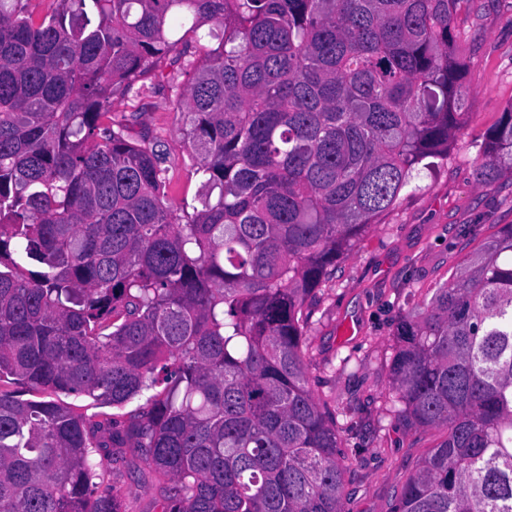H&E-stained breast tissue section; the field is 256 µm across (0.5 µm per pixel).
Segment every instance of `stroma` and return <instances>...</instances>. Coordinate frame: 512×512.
Wrapping results in <instances>:
<instances>
[{
	"label": "stroma",
	"instance_id": "stroma-1",
	"mask_svg": "<svg viewBox=\"0 0 512 512\" xmlns=\"http://www.w3.org/2000/svg\"><path fill=\"white\" fill-rule=\"evenodd\" d=\"M455 32L467 61L463 135L448 157L420 170L396 204L368 226L308 302L310 387L336 412L342 463L349 471L344 512H392L395 495L426 452L436 430L409 427L391 390L396 326L427 304L467 254L512 224V172L482 184L475 159L490 129L512 104V0H464ZM203 53L190 52L158 84L115 96L114 120L131 141L161 142L166 154L165 202L174 214L192 205L199 181L180 134L177 93ZM477 225L471 238L461 225ZM102 472L123 495L126 512H159L161 485L130 448L107 449Z\"/></svg>",
	"mask_w": 512,
	"mask_h": 512
}]
</instances>
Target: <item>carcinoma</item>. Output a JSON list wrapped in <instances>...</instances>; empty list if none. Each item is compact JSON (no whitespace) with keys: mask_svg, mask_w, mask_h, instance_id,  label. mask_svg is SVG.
I'll list each match as a JSON object with an SVG mask.
<instances>
[{"mask_svg":"<svg viewBox=\"0 0 512 512\" xmlns=\"http://www.w3.org/2000/svg\"><path fill=\"white\" fill-rule=\"evenodd\" d=\"M29 2L0 0V512H121L96 455L126 446L162 482L160 512H342L304 309L461 137L462 0ZM190 39L200 186L177 217L157 144L110 108ZM504 166L512 104L476 178ZM396 342L395 397L443 440L395 512H512V224Z\"/></svg>","mask_w":512,"mask_h":512,"instance_id":"cac0c4a2","label":"carcinoma"}]
</instances>
